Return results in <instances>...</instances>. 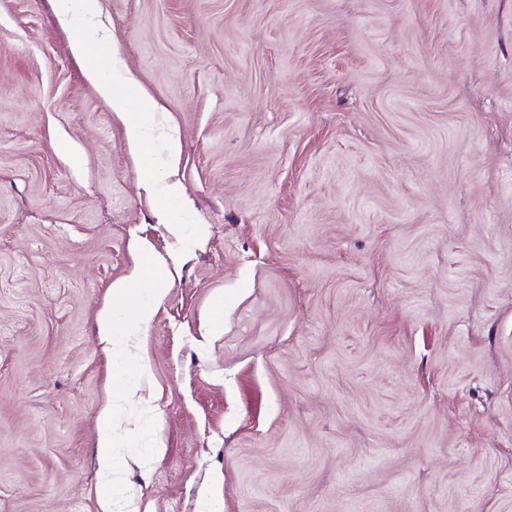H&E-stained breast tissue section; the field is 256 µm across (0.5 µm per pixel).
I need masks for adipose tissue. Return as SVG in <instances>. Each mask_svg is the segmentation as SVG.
<instances>
[{"mask_svg":"<svg viewBox=\"0 0 512 512\" xmlns=\"http://www.w3.org/2000/svg\"><path fill=\"white\" fill-rule=\"evenodd\" d=\"M100 0H56V17L67 29H80L81 35L71 44L75 56L98 55L97 63L86 69L87 79L110 101L115 116L126 128L130 152L144 158L156 128L155 101L136 93L134 76L120 65L118 49L113 42L99 35ZM167 278L159 271L138 266L124 280L112 287L97 317V334L108 350L125 362L135 359L132 340L150 320L152 304L164 293ZM103 428L98 440L99 467L108 488L101 498V512H113L110 491L121 483V471L112 452V408L104 406Z\"/></svg>","mask_w":512,"mask_h":512,"instance_id":"ef3b65f1","label":"adipose tissue"}]
</instances>
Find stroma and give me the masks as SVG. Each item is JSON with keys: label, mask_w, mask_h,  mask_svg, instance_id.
Masks as SVG:
<instances>
[{"label": "stroma", "mask_w": 512, "mask_h": 512, "mask_svg": "<svg viewBox=\"0 0 512 512\" xmlns=\"http://www.w3.org/2000/svg\"><path fill=\"white\" fill-rule=\"evenodd\" d=\"M185 200L55 0H0V512H512V0H101ZM171 274L109 357L141 255ZM223 301L222 323L215 303ZM167 277L157 269L149 274L140 265L124 280L112 286L97 317V334L106 348L125 362L135 360L132 339L150 320L152 303L164 293ZM101 419L103 429L98 440L99 467L106 486L114 491L121 485V470L112 452V398L104 406Z\"/></svg>", "instance_id": "35a3bbf8"}]
</instances>
